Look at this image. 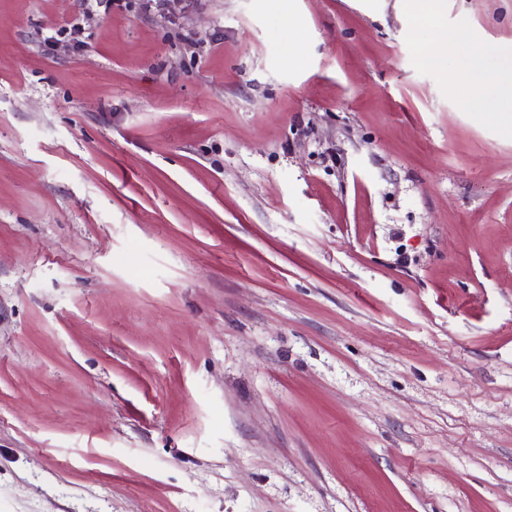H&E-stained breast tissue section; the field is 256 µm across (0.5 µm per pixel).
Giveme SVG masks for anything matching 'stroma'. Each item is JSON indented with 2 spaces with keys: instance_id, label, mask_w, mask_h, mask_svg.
<instances>
[{
  "instance_id": "1",
  "label": "stroma",
  "mask_w": 512,
  "mask_h": 512,
  "mask_svg": "<svg viewBox=\"0 0 512 512\" xmlns=\"http://www.w3.org/2000/svg\"><path fill=\"white\" fill-rule=\"evenodd\" d=\"M292 7L0 0V512H512V0ZM464 58L466 70L474 77V82L459 85L456 88L458 102L466 107H474L477 97L488 89L498 86L503 75L511 76L512 100V46L511 45H482L469 50ZM494 58L495 67H489L487 60Z\"/></svg>"
}]
</instances>
